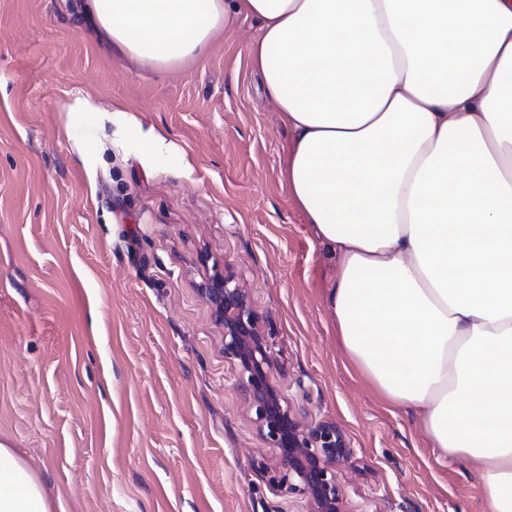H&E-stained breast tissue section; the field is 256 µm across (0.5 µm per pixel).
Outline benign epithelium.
<instances>
[{
	"mask_svg": "<svg viewBox=\"0 0 512 512\" xmlns=\"http://www.w3.org/2000/svg\"><path fill=\"white\" fill-rule=\"evenodd\" d=\"M215 320L224 326V358L239 368V385L259 436L278 451L282 471L277 486L303 495L309 512H347L336 481V461L350 455L338 427L304 425L276 390L272 336L266 333L248 294L232 272L215 273L201 288Z\"/></svg>",
	"mask_w": 512,
	"mask_h": 512,
	"instance_id": "benign-epithelium-1",
	"label": "benign epithelium"
}]
</instances>
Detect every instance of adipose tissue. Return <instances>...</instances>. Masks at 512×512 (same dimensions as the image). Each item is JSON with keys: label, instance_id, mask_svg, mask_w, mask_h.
Returning a JSON list of instances; mask_svg holds the SVG:
<instances>
[{"label": "adipose tissue", "instance_id": "1", "mask_svg": "<svg viewBox=\"0 0 512 512\" xmlns=\"http://www.w3.org/2000/svg\"><path fill=\"white\" fill-rule=\"evenodd\" d=\"M291 133L281 174L338 276L347 356L512 512V0H85L87 32L160 70L239 17ZM146 162L172 154L124 111ZM0 444V512H53Z\"/></svg>", "mask_w": 512, "mask_h": 512}]
</instances>
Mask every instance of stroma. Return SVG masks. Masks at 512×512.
<instances>
[{"instance_id":"1","label":"stroma","mask_w":512,"mask_h":512,"mask_svg":"<svg viewBox=\"0 0 512 512\" xmlns=\"http://www.w3.org/2000/svg\"><path fill=\"white\" fill-rule=\"evenodd\" d=\"M80 12L0 0V442L66 512H307L200 292L226 269L272 335L274 385L344 434L349 512H489L475 464L340 346L338 268L282 184L289 132L247 54L259 24L160 71L86 38ZM77 96L155 128L177 163H143L108 116L70 134Z\"/></svg>"}]
</instances>
